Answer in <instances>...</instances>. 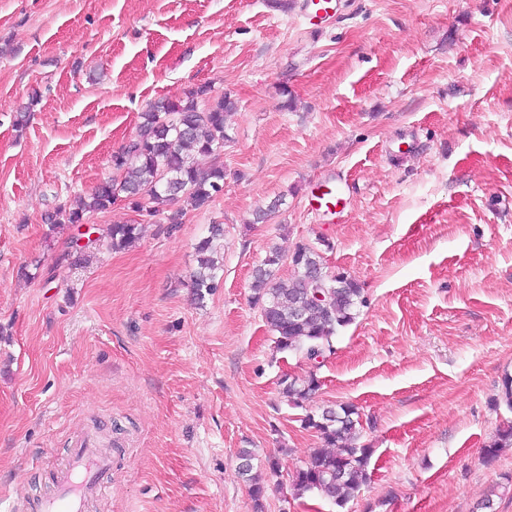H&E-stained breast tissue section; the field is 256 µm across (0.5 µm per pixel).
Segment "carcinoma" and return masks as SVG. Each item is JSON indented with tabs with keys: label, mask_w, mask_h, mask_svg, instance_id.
Instances as JSON below:
<instances>
[{
	"label": "carcinoma",
	"mask_w": 512,
	"mask_h": 512,
	"mask_svg": "<svg viewBox=\"0 0 512 512\" xmlns=\"http://www.w3.org/2000/svg\"><path fill=\"white\" fill-rule=\"evenodd\" d=\"M210 86L188 88L177 100H163L141 113L136 136L112 155L115 175L100 182L90 192L77 197L69 207H60L47 216L50 229L67 222L82 223L91 212L104 211L122 198L130 208L157 213L160 207L184 201L203 207L224 191V167L215 165L202 171L192 156L217 155L224 149L227 117L236 109L229 94L209 96ZM138 225L114 224L108 238L114 249L124 248L138 238ZM224 248V225L212 224L209 234L197 246L198 267L190 275L195 299L202 301L218 287L219 266L211 254ZM285 262L280 248L269 249L262 263L253 270V303L272 332L277 350L300 352L318 365L319 358L333 351L337 332L349 325L362 303V288L350 276L327 270L320 250L299 245L290 255L293 276L288 281L276 277ZM323 293L325 300H317ZM282 394L296 407L320 387L316 373L299 384L287 377L281 380ZM351 404L324 408L301 418L306 429L319 434L322 447L310 454L305 465L296 469L291 485L295 495L313 493L338 507L345 505L369 478L372 450L358 443L359 419ZM512 447V421L504 423L485 446L488 457ZM245 461L239 474L249 483L251 495L260 500L264 485L252 474V453L243 450Z\"/></svg>",
	"instance_id": "1"
}]
</instances>
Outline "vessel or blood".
<instances>
[{
    "label": "vessel or blood",
    "mask_w": 512,
    "mask_h": 512,
    "mask_svg": "<svg viewBox=\"0 0 512 512\" xmlns=\"http://www.w3.org/2000/svg\"><path fill=\"white\" fill-rule=\"evenodd\" d=\"M111 469L112 455L102 448L97 433L76 437L66 469L55 476V494L39 502L37 512H92Z\"/></svg>",
    "instance_id": "b4317fda"
}]
</instances>
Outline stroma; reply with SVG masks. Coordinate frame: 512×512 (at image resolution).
<instances>
[{"label":"stroma","mask_w":512,"mask_h":512,"mask_svg":"<svg viewBox=\"0 0 512 512\" xmlns=\"http://www.w3.org/2000/svg\"><path fill=\"white\" fill-rule=\"evenodd\" d=\"M0 0V512H36L73 433L112 471L95 512H512V0ZM231 93L224 191L181 223L117 201L48 213L112 176L148 104ZM32 102L25 129L14 126ZM346 188L335 213L312 191ZM284 205L265 222L258 208ZM224 227L222 283L195 301L196 245ZM136 224L115 250L108 232ZM320 248L363 302L319 368L280 354L252 302L269 246ZM316 373L297 408L279 381ZM349 403L373 454L344 507L295 498ZM254 455V504L238 473ZM278 460L271 474L269 460ZM240 459L246 461L244 464V461L240 463V465L244 464L242 469L239 467V474L245 478V481L249 483V488L251 491L252 497L255 499V501H259L263 495H264V485L261 482V480L258 478V476L252 474V453L248 450H243L240 453Z\"/></svg>","instance_id":"obj_1"}]
</instances>
